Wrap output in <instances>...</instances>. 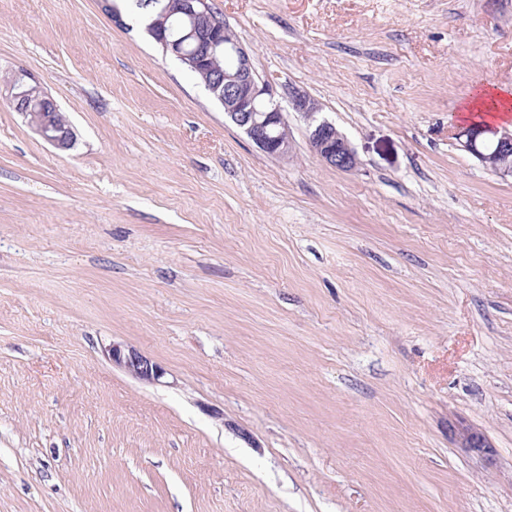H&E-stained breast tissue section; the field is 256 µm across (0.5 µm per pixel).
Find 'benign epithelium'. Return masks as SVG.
<instances>
[{
	"mask_svg": "<svg viewBox=\"0 0 512 512\" xmlns=\"http://www.w3.org/2000/svg\"><path fill=\"white\" fill-rule=\"evenodd\" d=\"M146 31L163 53L203 77L205 88L223 106L224 118L263 153L283 159L293 156L286 121V113L292 110L309 121V145L323 163L343 172L360 164L348 138L333 123L319 118L320 106L308 92L287 84L279 93L257 76L248 51L211 0H159L158 10L148 17ZM187 41L195 43L194 51H185ZM37 98V86L16 81L14 108L28 118L42 139L59 150L71 149L76 142L73 127L59 112L31 111L29 105ZM488 138L495 145L491 152L484 147ZM455 139L482 166L502 179L512 178V130L461 127ZM105 354L141 381L157 383L165 375L161 366L132 348L114 343L105 348Z\"/></svg>",
	"mask_w": 512,
	"mask_h": 512,
	"instance_id": "1",
	"label": "benign epithelium"
}]
</instances>
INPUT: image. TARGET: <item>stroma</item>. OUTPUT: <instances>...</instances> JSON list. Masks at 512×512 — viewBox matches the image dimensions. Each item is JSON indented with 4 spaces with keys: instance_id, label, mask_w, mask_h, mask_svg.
Returning <instances> with one entry per match:
<instances>
[{
    "instance_id": "stroma-1",
    "label": "stroma",
    "mask_w": 512,
    "mask_h": 512,
    "mask_svg": "<svg viewBox=\"0 0 512 512\" xmlns=\"http://www.w3.org/2000/svg\"><path fill=\"white\" fill-rule=\"evenodd\" d=\"M212 2L361 164L295 112L262 153L102 0H0V512H512V179L452 136L512 0ZM15 84L16 91L12 95L14 108L28 118L31 127L42 139L59 150H70L76 142V133L65 117L58 111L54 112L50 102H46L38 112H32L29 109L33 99L39 97L45 101H51V99L39 96L37 94L39 88L36 85H29L20 79L16 80ZM105 354L118 367L133 377L148 383H157L164 377L165 371L158 364L132 348L112 343L105 348Z\"/></svg>"
}]
</instances>
